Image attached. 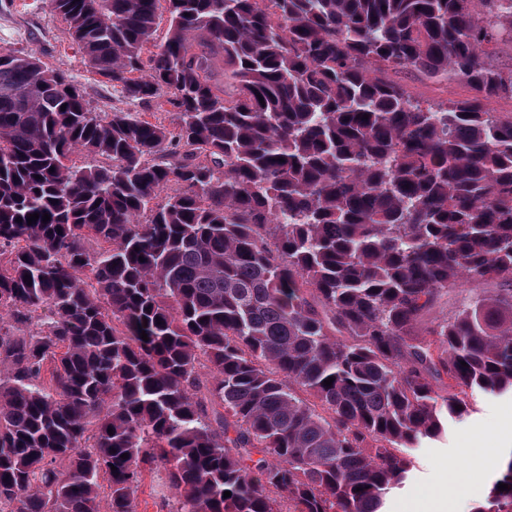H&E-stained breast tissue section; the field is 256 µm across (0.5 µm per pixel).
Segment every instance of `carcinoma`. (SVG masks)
Here are the masks:
<instances>
[{
    "label": "carcinoma",
    "instance_id": "cac0c4a2",
    "mask_svg": "<svg viewBox=\"0 0 512 512\" xmlns=\"http://www.w3.org/2000/svg\"><path fill=\"white\" fill-rule=\"evenodd\" d=\"M49 2L178 122L0 49V512H137L156 463L170 512H382L512 392V0ZM464 282L494 288L432 316ZM396 81L405 83L414 96L430 101L458 100L468 97L467 87L460 85H445L428 80L418 74L390 73Z\"/></svg>",
    "mask_w": 512,
    "mask_h": 512
}]
</instances>
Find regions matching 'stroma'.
Listing matches in <instances>:
<instances>
[{"instance_id": "1", "label": "stroma", "mask_w": 512, "mask_h": 512, "mask_svg": "<svg viewBox=\"0 0 512 512\" xmlns=\"http://www.w3.org/2000/svg\"><path fill=\"white\" fill-rule=\"evenodd\" d=\"M35 52L43 61L63 64L99 112L126 108L114 91H101L97 77L72 46L66 25L51 12L47 0H0V48ZM512 419V394H476L463 420L449 422L444 435L419 449L409 479L385 499L384 512H434L429 494L446 482L471 488L474 503L487 498L499 478L500 465L512 459L490 432L491 425ZM174 493L166 472L147 471L138 492V512H169Z\"/></svg>"}]
</instances>
